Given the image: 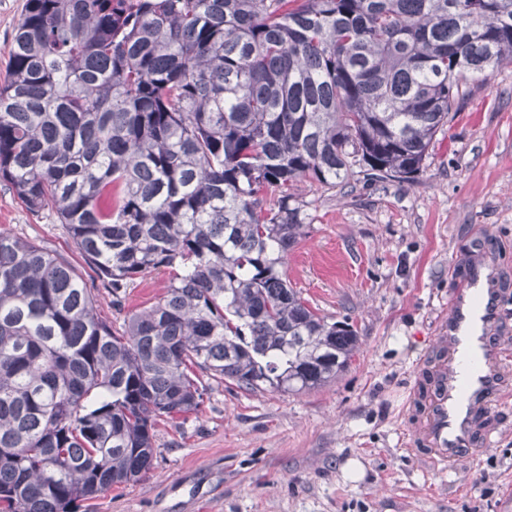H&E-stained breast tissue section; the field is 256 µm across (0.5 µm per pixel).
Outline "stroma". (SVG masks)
Wrapping results in <instances>:
<instances>
[{"mask_svg":"<svg viewBox=\"0 0 512 512\" xmlns=\"http://www.w3.org/2000/svg\"><path fill=\"white\" fill-rule=\"evenodd\" d=\"M351 184L344 195L294 183L306 227L285 267L312 308L356 330L348 370L300 393L208 380L196 412L158 422L150 470L80 512H512V372L476 424L495 434L476 461L445 477L402 446L413 425L402 404L476 244L509 282L501 333L512 338V64L471 82L416 181ZM0 227L74 265L115 328L171 278H137L113 305L55 211L29 210L2 180Z\"/></svg>","mask_w":512,"mask_h":512,"instance_id":"stroma-1","label":"stroma"}]
</instances>
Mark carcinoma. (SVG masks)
<instances>
[{
    "label": "carcinoma",
    "instance_id": "cac0c4a2",
    "mask_svg": "<svg viewBox=\"0 0 512 512\" xmlns=\"http://www.w3.org/2000/svg\"><path fill=\"white\" fill-rule=\"evenodd\" d=\"M0 84V179L55 209L112 304L0 229V512H78L137 481L198 373L251 391L335 381L359 348L282 267L288 193L412 182L460 89L512 62V0H27Z\"/></svg>",
    "mask_w": 512,
    "mask_h": 512
}]
</instances>
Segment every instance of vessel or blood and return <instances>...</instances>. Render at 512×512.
I'll return each mask as SVG.
<instances>
[{
	"instance_id": "b4317fda",
	"label": "vessel or blood",
	"mask_w": 512,
	"mask_h": 512,
	"mask_svg": "<svg viewBox=\"0 0 512 512\" xmlns=\"http://www.w3.org/2000/svg\"><path fill=\"white\" fill-rule=\"evenodd\" d=\"M502 279L497 266L478 258L462 288L448 297V315L437 327L438 347L415 379L427 402L407 446L421 447L433 466L449 468L476 457L488 439L476 419L491 411L512 366V341L498 337Z\"/></svg>"
}]
</instances>
